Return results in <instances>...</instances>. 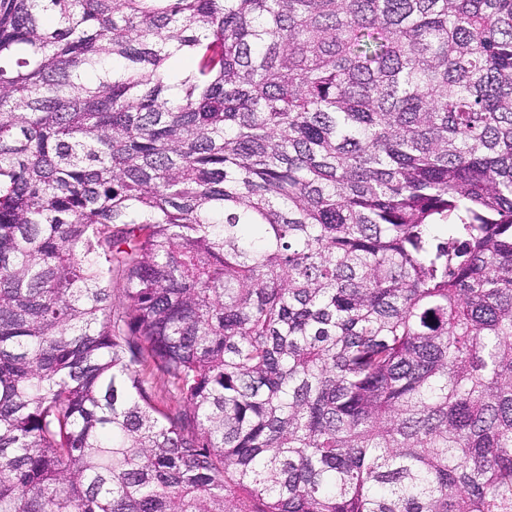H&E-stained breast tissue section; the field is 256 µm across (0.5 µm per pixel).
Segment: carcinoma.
I'll list each match as a JSON object with an SVG mask.
<instances>
[{
  "label": "carcinoma",
  "instance_id": "cac0c4a2",
  "mask_svg": "<svg viewBox=\"0 0 512 512\" xmlns=\"http://www.w3.org/2000/svg\"><path fill=\"white\" fill-rule=\"evenodd\" d=\"M0 512H512V0H0Z\"/></svg>",
  "mask_w": 512,
  "mask_h": 512
}]
</instances>
